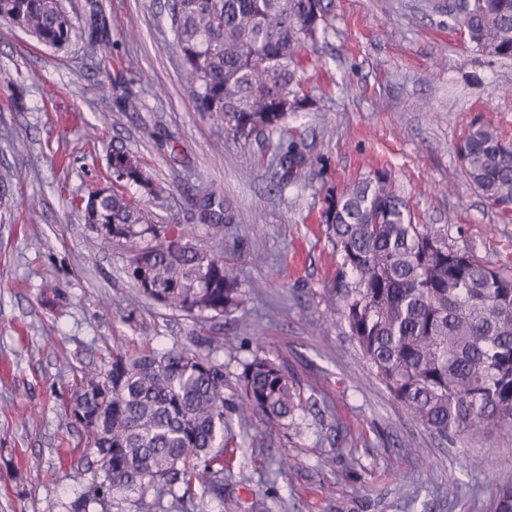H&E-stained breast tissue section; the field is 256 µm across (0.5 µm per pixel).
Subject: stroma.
<instances>
[{
  "instance_id": "obj_1",
  "label": "stroma",
  "mask_w": 512,
  "mask_h": 512,
  "mask_svg": "<svg viewBox=\"0 0 512 512\" xmlns=\"http://www.w3.org/2000/svg\"><path fill=\"white\" fill-rule=\"evenodd\" d=\"M99 2L114 44L105 57L78 38L45 47L0 21V512H46L92 480L96 458L67 404L114 346L207 336L223 337L213 356L229 372L263 348L305 404L273 438L252 417V454L224 471L238 498L263 499L267 512H486L495 484L512 479V436L449 443L391 397L326 310L336 268L321 215L336 189L382 168L415 223L512 270V213L460 179L456 154L477 119L512 141V59L475 51L449 15L453 0H323L326 33L307 51L310 107L244 140L199 111L171 0ZM130 94L137 110L123 108ZM158 132L170 149L155 147ZM289 134L311 161L300 182L270 165ZM115 149L170 183L147 203L160 223L204 234L202 188L231 207L215 250L241 272L236 320L135 302L125 249L84 240L83 208ZM280 456L284 475L268 465Z\"/></svg>"
}]
</instances>
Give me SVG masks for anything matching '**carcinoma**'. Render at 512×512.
<instances>
[{"label":"carcinoma","instance_id":"carcinoma-1","mask_svg":"<svg viewBox=\"0 0 512 512\" xmlns=\"http://www.w3.org/2000/svg\"><path fill=\"white\" fill-rule=\"evenodd\" d=\"M176 46L184 78L203 112H214L236 138L281 127L308 100L299 75L307 47L325 34L322 0H173ZM454 21L478 51L512 58V0H460ZM0 19L64 48L80 36L91 55L112 53L99 0L76 16L63 0H0ZM463 178L503 212L512 211V142L481 121L456 149ZM116 186L93 192L84 221L102 250H130L135 301L146 300L210 319L237 312L245 291L238 268L195 230L171 233L140 201L118 188L137 185L160 199L169 185L140 157L115 150L108 158ZM302 140L290 137L276 155L283 181L305 177ZM203 191L206 237H223L232 217L211 209ZM339 257L326 306L339 314L362 358L407 414L444 441L512 435V276L448 243V235L413 223L407 201L382 171L336 192L322 214ZM209 336L165 350L117 348L103 371L82 377L68 408L81 412L98 475L62 512H111L116 500L136 512H194L197 496L224 512H263L226 493L224 463L238 450L247 414L284 427L304 409L284 366L258 348L224 372ZM151 501H145L147 496ZM489 512H512V480L496 484Z\"/></svg>","mask_w":512,"mask_h":512}]
</instances>
